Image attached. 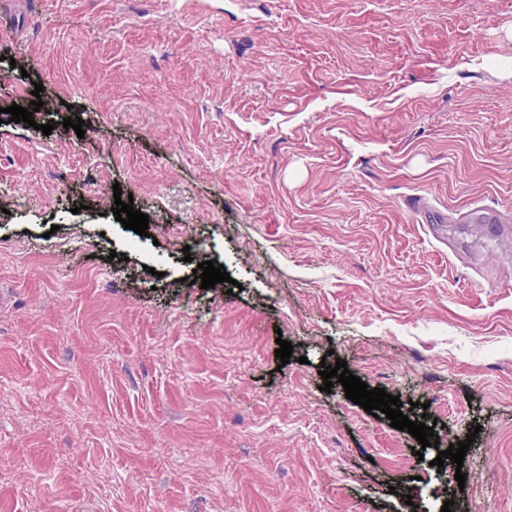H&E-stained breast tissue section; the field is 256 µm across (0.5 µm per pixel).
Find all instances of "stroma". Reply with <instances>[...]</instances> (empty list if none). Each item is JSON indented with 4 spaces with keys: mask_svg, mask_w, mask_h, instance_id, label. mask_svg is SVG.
<instances>
[{
    "mask_svg": "<svg viewBox=\"0 0 512 512\" xmlns=\"http://www.w3.org/2000/svg\"><path fill=\"white\" fill-rule=\"evenodd\" d=\"M5 10L0 512H512V230L452 217L512 211V0Z\"/></svg>",
    "mask_w": 512,
    "mask_h": 512,
    "instance_id": "obj_1",
    "label": "stroma"
}]
</instances>
